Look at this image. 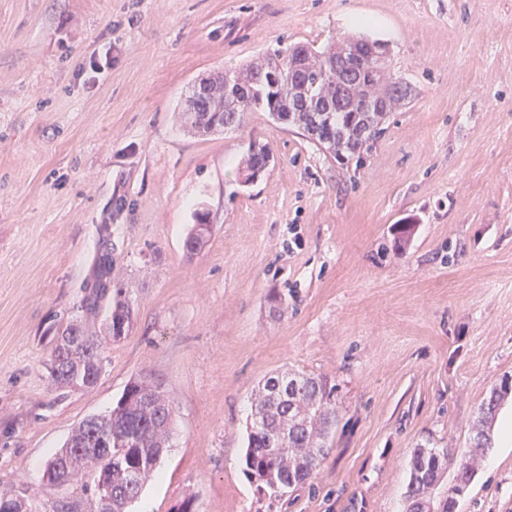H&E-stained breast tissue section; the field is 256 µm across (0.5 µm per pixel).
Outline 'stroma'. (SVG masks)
<instances>
[{
    "mask_svg": "<svg viewBox=\"0 0 512 512\" xmlns=\"http://www.w3.org/2000/svg\"><path fill=\"white\" fill-rule=\"evenodd\" d=\"M348 35L387 43L416 91L361 161L264 112L182 124L196 79ZM253 140L271 162L244 186ZM107 248L132 330L94 387L57 386L55 328L104 334L86 298ZM289 369L334 386L336 423L314 478L271 503L243 473L246 426L260 381ZM506 376L512 0H0V492L79 502L47 461L142 379L172 435L128 512H407L414 449L469 451ZM454 512H512V442L478 455Z\"/></svg>",
    "mask_w": 512,
    "mask_h": 512,
    "instance_id": "obj_1",
    "label": "stroma"
}]
</instances>
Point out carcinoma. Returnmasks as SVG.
Listing matches in <instances>:
<instances>
[{
  "label": "carcinoma",
  "instance_id": "carcinoma-1",
  "mask_svg": "<svg viewBox=\"0 0 512 512\" xmlns=\"http://www.w3.org/2000/svg\"><path fill=\"white\" fill-rule=\"evenodd\" d=\"M379 41L347 36L323 50L291 45L265 54L242 68H230L212 77L198 103L186 101L185 119L198 130L216 126L236 129L249 112H277L287 125L302 132L327 156L348 160L371 148L382 135L393 113L401 111L413 94L401 87L387 63L379 64L373 53ZM277 59L281 78L276 88L267 85L265 65ZM234 85L226 89L224 75ZM310 106L322 112H309ZM264 147L247 154L241 174L265 165ZM133 308L128 289H112L106 325L112 340L129 334ZM51 376L55 383L91 388L103 369L100 343L71 320L56 336L51 353ZM512 385L492 389L481 407L473 444H491V428L501 402ZM336 417L335 388L322 378L305 372L283 371L267 377L255 394V411L248 427L243 473L258 494L278 498L286 490L314 477L328 451L327 438ZM171 410L151 386L131 382L107 415L82 420L67 442L47 462L50 484L66 480L80 468H100L112 479V506L98 512H127L138 498L170 437ZM456 469L455 484L444 492L439 512H454L456 497L469 485L473 466L464 456L452 457L446 448H417L411 462L408 512H430L426 495L440 486L445 471Z\"/></svg>",
  "mask_w": 512,
  "mask_h": 512
}]
</instances>
